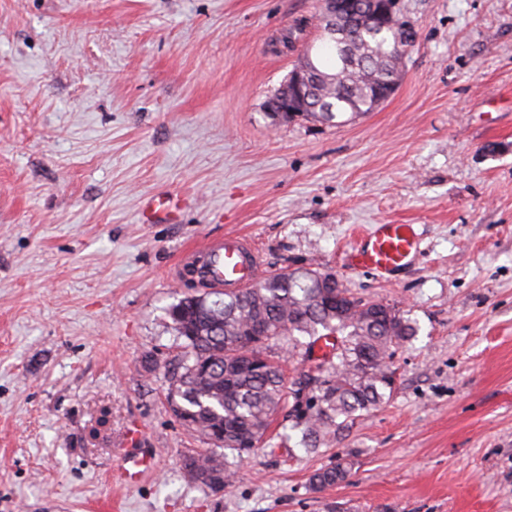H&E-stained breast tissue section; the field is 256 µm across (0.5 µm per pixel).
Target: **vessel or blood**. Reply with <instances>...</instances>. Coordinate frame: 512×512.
Returning <instances> with one entry per match:
<instances>
[{
	"mask_svg": "<svg viewBox=\"0 0 512 512\" xmlns=\"http://www.w3.org/2000/svg\"><path fill=\"white\" fill-rule=\"evenodd\" d=\"M182 209L179 194L169 192L147 199L140 211L145 224L175 223ZM421 239L413 224H376L355 243L347 254L350 267L363 269L378 278L394 279L409 266L420 252ZM204 259L202 272L205 282L215 289L251 287L263 272L262 260L252 250L246 237L225 235L206 240L195 249L185 252V259L195 256ZM141 431H133L127 438L121 475L128 484H136L140 474L153 468L152 456L139 452Z\"/></svg>",
	"mask_w": 512,
	"mask_h": 512,
	"instance_id": "vessel-or-blood-1",
	"label": "vessel or blood"
}]
</instances>
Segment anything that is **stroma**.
<instances>
[{
    "label": "stroma",
    "instance_id": "35a3bbf8",
    "mask_svg": "<svg viewBox=\"0 0 512 512\" xmlns=\"http://www.w3.org/2000/svg\"><path fill=\"white\" fill-rule=\"evenodd\" d=\"M319 7L0 0V512H512V0H399L415 43L388 101L274 123ZM172 191L178 223H141ZM397 223L423 242L396 280L346 265ZM228 234L418 333L394 349L389 402L313 453L280 409L212 493L182 474L208 442L168 403V309L182 253ZM134 424L155 466L129 486ZM341 455L350 476L313 489Z\"/></svg>",
    "mask_w": 512,
    "mask_h": 512
}]
</instances>
